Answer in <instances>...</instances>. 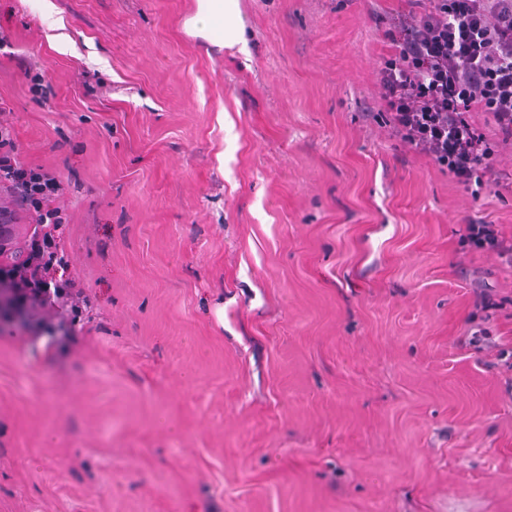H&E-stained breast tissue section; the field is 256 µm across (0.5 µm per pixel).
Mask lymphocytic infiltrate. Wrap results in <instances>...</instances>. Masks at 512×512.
<instances>
[{"label": "lymphocytic infiltrate", "instance_id": "1", "mask_svg": "<svg viewBox=\"0 0 512 512\" xmlns=\"http://www.w3.org/2000/svg\"><path fill=\"white\" fill-rule=\"evenodd\" d=\"M394 49L378 71L380 98L394 136L431 156L462 186L494 172L496 146L470 121L485 112L512 138V0H434L423 16L395 22ZM38 223L60 224L59 177L22 164L0 124V188Z\"/></svg>", "mask_w": 512, "mask_h": 512}]
</instances>
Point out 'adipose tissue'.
Returning <instances> with one entry per match:
<instances>
[{"mask_svg":"<svg viewBox=\"0 0 512 512\" xmlns=\"http://www.w3.org/2000/svg\"><path fill=\"white\" fill-rule=\"evenodd\" d=\"M184 29L211 46L248 50L238 0H196V11L185 19Z\"/></svg>","mask_w":512,"mask_h":512,"instance_id":"obj_1","label":"adipose tissue"}]
</instances>
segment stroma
<instances>
[{"instance_id": "obj_1", "label": "stroma", "mask_w": 512, "mask_h": 512, "mask_svg": "<svg viewBox=\"0 0 512 512\" xmlns=\"http://www.w3.org/2000/svg\"><path fill=\"white\" fill-rule=\"evenodd\" d=\"M0 0V121L89 300L0 337V512H512V139L463 187L391 135L431 0ZM187 34L218 48H235L248 54L245 26L238 0H196V11L185 19ZM467 239L471 244L479 247L488 245L497 248L500 254L512 264V245H507L504 240H500L491 224H469L467 225Z\"/></svg>"}]
</instances>
